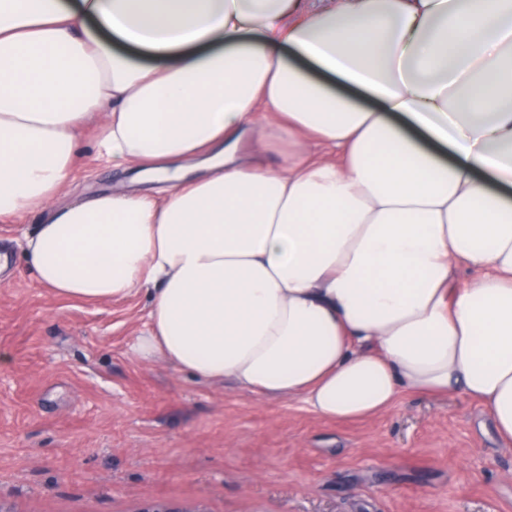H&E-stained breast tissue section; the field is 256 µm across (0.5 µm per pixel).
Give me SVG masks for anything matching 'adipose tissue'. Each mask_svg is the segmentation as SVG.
Here are the masks:
<instances>
[{
    "mask_svg": "<svg viewBox=\"0 0 512 512\" xmlns=\"http://www.w3.org/2000/svg\"><path fill=\"white\" fill-rule=\"evenodd\" d=\"M90 125L161 194L65 201ZM39 210L41 285L147 292L141 360L332 421L458 394L512 444V0H0V219Z\"/></svg>",
    "mask_w": 512,
    "mask_h": 512,
    "instance_id": "obj_1",
    "label": "adipose tissue"
}]
</instances>
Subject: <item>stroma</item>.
<instances>
[{
  "instance_id": "1",
  "label": "stroma",
  "mask_w": 512,
  "mask_h": 512,
  "mask_svg": "<svg viewBox=\"0 0 512 512\" xmlns=\"http://www.w3.org/2000/svg\"><path fill=\"white\" fill-rule=\"evenodd\" d=\"M136 167L82 156L70 198L148 192ZM0 223V507L5 512H512V447L474 401L406 394L328 421L298 401L135 359L148 301L87 303L36 279Z\"/></svg>"
}]
</instances>
